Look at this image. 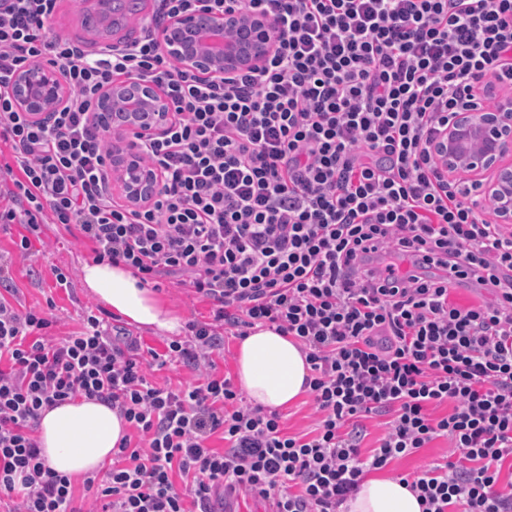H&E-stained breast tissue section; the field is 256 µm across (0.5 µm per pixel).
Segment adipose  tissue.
<instances>
[{
    "label": "adipose tissue",
    "mask_w": 512,
    "mask_h": 512,
    "mask_svg": "<svg viewBox=\"0 0 512 512\" xmlns=\"http://www.w3.org/2000/svg\"><path fill=\"white\" fill-rule=\"evenodd\" d=\"M85 288L129 323L177 335L183 320L140 286L131 270L107 262H88L81 270ZM311 368L306 354L288 336L266 327L239 341L237 381L252 404L274 410L308 392ZM128 428L107 404L77 398L43 410L38 437L47 466L71 477L101 469L112 459ZM345 512H422L416 495L399 479L372 475L344 506Z\"/></svg>",
    "instance_id": "1"
}]
</instances>
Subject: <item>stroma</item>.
Returning <instances> with one entry per match:
<instances>
[{
	"label": "stroma",
	"instance_id": "obj_1",
	"mask_svg": "<svg viewBox=\"0 0 512 512\" xmlns=\"http://www.w3.org/2000/svg\"><path fill=\"white\" fill-rule=\"evenodd\" d=\"M98 10L97 0H62L52 29L58 35L86 45L106 43V36L84 31L81 25L85 15H97ZM18 232L17 225L0 226V252L12 255V276L21 304L28 308L53 305L56 336L79 330L86 309L98 305L81 282V267L92 259L88 244L79 234L69 233L55 224H44L33 238L28 254L23 255L15 250ZM57 268L70 272L69 287L57 284L53 274Z\"/></svg>",
	"mask_w": 512,
	"mask_h": 512
}]
</instances>
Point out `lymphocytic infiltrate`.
I'll list each match as a JSON object with an SVG mask.
<instances>
[{"label":"lymphocytic infiltrate","instance_id":"f902f5d3","mask_svg":"<svg viewBox=\"0 0 512 512\" xmlns=\"http://www.w3.org/2000/svg\"><path fill=\"white\" fill-rule=\"evenodd\" d=\"M138 37L91 53L48 31L60 0H0V223L78 231L96 261L141 284L170 278L208 300L164 351L87 313L59 338L53 314L19 310L0 253V498L8 512H77L46 468L43 409L79 397L128 423L88 512H216L238 494L274 512H338L366 471L435 439L448 458L409 481L423 512H512L497 484L512 460V231L492 203L440 174L432 139L478 76L512 87V0H153ZM272 19L275 51L237 77L201 79L156 34L198 8ZM50 64L71 90L47 121L18 109L16 72ZM136 76L176 105L142 141L152 204L114 202L111 146L92 121L103 85ZM491 290L463 306L449 278ZM294 338L311 366L316 424L288 435L215 360L220 330ZM178 361V388L149 371ZM386 417L370 455L362 424ZM221 435L224 449L210 440Z\"/></svg>","mask_w":512,"mask_h":512}]
</instances>
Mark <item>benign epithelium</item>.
I'll return each mask as SVG.
<instances>
[{
  "label": "benign epithelium",
  "mask_w": 512,
  "mask_h": 512,
  "mask_svg": "<svg viewBox=\"0 0 512 512\" xmlns=\"http://www.w3.org/2000/svg\"><path fill=\"white\" fill-rule=\"evenodd\" d=\"M165 52L200 78H231L260 68L275 47V28L262 15L207 10L174 17L159 32ZM17 106L43 120L70 97L59 70L26 68L13 82ZM93 118L112 136L110 170L124 205L145 208L154 198L157 174L142 160L137 138L164 134L174 119L169 98L154 84L127 78L99 92ZM437 170L452 181L460 176L484 187L503 224L512 223V97L493 106L478 102L454 113L431 146Z\"/></svg>",
  "instance_id": "1"
}]
</instances>
